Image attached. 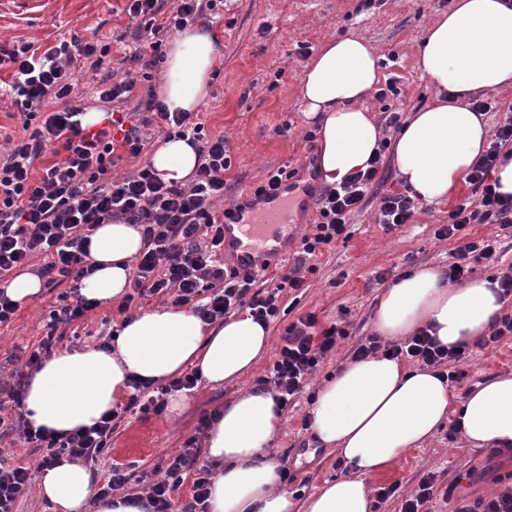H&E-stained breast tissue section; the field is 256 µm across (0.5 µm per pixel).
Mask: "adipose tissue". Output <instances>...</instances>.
Returning a JSON list of instances; mask_svg holds the SVG:
<instances>
[{
  "instance_id": "1",
  "label": "adipose tissue",
  "mask_w": 512,
  "mask_h": 512,
  "mask_svg": "<svg viewBox=\"0 0 512 512\" xmlns=\"http://www.w3.org/2000/svg\"><path fill=\"white\" fill-rule=\"evenodd\" d=\"M220 58L207 28L191 26L176 36L161 87L169 111L198 110ZM416 66L437 96L403 127L394 161L408 189L426 201H441L457 189L489 140L488 123L474 112L470 97L512 87V5L455 0L425 30ZM379 76L377 52L358 35L326 41L304 65L299 94L306 120L320 124L319 168L328 183L365 167L378 147L379 128L361 101ZM149 161L162 180L181 182L195 172L198 153L173 139L161 143ZM142 245L137 225H101L89 244L96 269L82 280L81 296L100 303L122 298ZM501 308L489 279L453 286L429 268L384 290L375 329L394 338L430 325L443 344L467 345L487 333ZM268 348V328L245 313L207 325L187 306L147 309L120 323L111 351L87 347L47 359L25 391L23 412L34 426L71 433L114 410L130 391V376L162 383L190 367L217 387L250 373ZM311 415L319 442L336 449L346 475L325 481L296 504L278 483L272 453L281 407L272 390L247 389L220 411L206 436V458L215 471L209 512H372L369 477L422 447L448 418H456L474 446L511 448L512 375L479 384L459 399L434 371L375 356L342 367L320 390ZM38 489L51 512H145L107 501L92 505L96 476L67 458L42 473Z\"/></svg>"
}]
</instances>
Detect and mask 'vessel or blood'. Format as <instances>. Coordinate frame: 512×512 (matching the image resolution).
Here are the masks:
<instances>
[{
  "label": "vessel or blood",
  "instance_id": "1",
  "mask_svg": "<svg viewBox=\"0 0 512 512\" xmlns=\"http://www.w3.org/2000/svg\"><path fill=\"white\" fill-rule=\"evenodd\" d=\"M315 192V179L309 175L287 181L269 197L247 194L224 220L225 258L244 269L287 258L295 242L293 216Z\"/></svg>",
  "mask_w": 512,
  "mask_h": 512
}]
</instances>
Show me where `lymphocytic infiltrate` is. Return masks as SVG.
<instances>
[{
	"label": "lymphocytic infiltrate",
	"mask_w": 512,
	"mask_h": 512,
	"mask_svg": "<svg viewBox=\"0 0 512 512\" xmlns=\"http://www.w3.org/2000/svg\"><path fill=\"white\" fill-rule=\"evenodd\" d=\"M127 12L141 19L145 39L131 54L139 77L125 76L98 92L103 103L124 101L138 80H152L165 60L156 36L161 29L182 30L207 22L219 13L218 0H176L165 10L164 0H127ZM111 50L97 36L60 40L46 49L34 43L0 41V67L7 65L14 76L5 87L20 110L24 134L0 156V276L28 266L35 256L44 262L35 274L46 287L59 289L65 282L91 274L94 265L87 244L98 225L137 224L142 228L143 247L136 256L132 294L121 302L128 311L134 299L163 298L170 306L192 305L208 324L230 313L249 312L254 320L269 325L280 313L284 291L305 286L302 267L306 261L331 248L338 240H349L351 219L366 197L377 196V222L384 232L410 223L420 198L409 191L376 194L387 167L384 154H376L366 170L352 173L328 185L316 201L312 233L301 239L296 266L280 267L276 282H269L261 269L245 273L224 263V217L214 203L223 198L225 173L231 167L229 143L224 136H206L205 125L193 113L171 112L156 90H149L140 106L146 116L140 124L114 139L111 126L90 129L82 118L90 105L75 92L76 75L102 68ZM160 141L190 139L198 152L196 177L190 183L164 182L145 162L150 135ZM141 159L136 173L103 183L122 155ZM512 156V118H505L483 154L464 176L471 187L448 211V222L437 237L454 240L449 255L448 280L466 279L473 263L498 264L502 256L498 238L472 240L464 236L471 224H494L512 233V196L498 192L493 174L501 159ZM60 304L49 310L47 334L30 351L23 371L11 386H0V429L17 432L25 444L39 453L38 470L53 468L61 456L86 464L96 463L112 445V432L119 411L104 414L94 426L58 435L33 427L22 412L27 371L40 367L58 342L56 331L86 317L96 301L61 292ZM346 330L337 323H321L316 313L298 316L288 324L272 364L264 378L272 385L280 406H288L305 390L309 376L327 360ZM377 354L407 358L445 373L451 383H461L458 363L465 347L442 345L426 329L398 342L384 343L378 337L358 340L352 360ZM196 373L190 372L168 383L154 385L131 380L132 392L126 410L163 414L171 396L195 388ZM199 448L188 439L183 451L172 457L162 479L149 483L147 504L152 512H173L172 494L182 485L184 474H193L192 501L185 512H198L209 499L212 470L197 466ZM31 472L0 457V512H17L20 500L30 493Z\"/></svg>",
	"instance_id": "obj_1"
}]
</instances>
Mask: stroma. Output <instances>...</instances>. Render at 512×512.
<instances>
[{"label":"stroma","mask_w":512,"mask_h":512,"mask_svg":"<svg viewBox=\"0 0 512 512\" xmlns=\"http://www.w3.org/2000/svg\"><path fill=\"white\" fill-rule=\"evenodd\" d=\"M357 0H226L224 17L211 27L221 47V62L210 79V94L198 109L210 135H224L230 142L231 168L225 178V203L240 200L261 181L268 167L282 164L311 170L312 151L303 139L313 125L304 117L299 96L302 65L290 54L297 45L318 49L325 41L351 34L363 36L380 57L395 56L393 70L401 76V95L396 102L404 115L428 105L435 90L416 67L415 57L427 26L448 12L453 0H376L359 13ZM126 0H53L47 13L35 16L0 15V39L54 45L60 38H100L125 31L129 47L138 44V19L126 11ZM449 202H427L413 223L387 233L375 222V203L354 215V234L337 242L330 252L316 258L315 271L306 273V288L290 313L279 315L269 327L270 352L244 378L221 387L198 385L176 395L178 410L160 415H128L112 434V446L98 472L119 465L136 476H152L161 459L178 454L185 441L195 436L200 418L223 408L243 389L256 385L279 346L280 335L297 316L313 312L320 321L343 320L350 339L339 343L332 360L326 361L310 380L311 392L335 376L350 360L354 341L375 335V312L385 285L424 268L448 269L452 241L436 231L448 221ZM385 274L378 282L377 274ZM56 300L55 293H40L20 305L15 320L0 328V380L10 381L16 348L37 342L44 334L42 316ZM122 315L117 303L101 304L84 320L73 323V335L64 336L60 349L79 350L97 345L98 335L114 330ZM462 383L453 385L464 395L479 383L512 373V338L482 349L472 348ZM310 407L306 400L288 406L275 454L286 464L293 480L287 488L305 500L324 480L344 474L335 449L323 447L313 430L303 427ZM435 472L443 483H456L454 500L433 501L432 512H456L459 499L497 495L512 473V450L491 455L489 448L475 447L462 435H449L440 427L423 447L410 451L390 470L371 478L372 490L398 484V495L381 512H400L402 497L421 476Z\"/></svg>","instance_id":"stroma-1"}]
</instances>
